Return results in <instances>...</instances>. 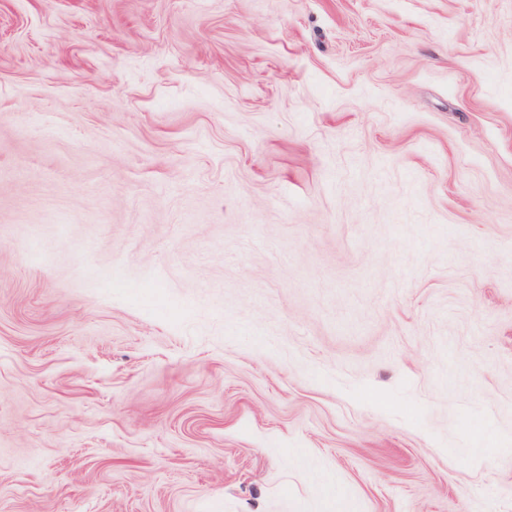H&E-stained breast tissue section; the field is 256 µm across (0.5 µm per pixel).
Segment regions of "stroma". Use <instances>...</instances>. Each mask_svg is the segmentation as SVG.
I'll return each instance as SVG.
<instances>
[{"instance_id":"1","label":"stroma","mask_w":512,"mask_h":512,"mask_svg":"<svg viewBox=\"0 0 512 512\" xmlns=\"http://www.w3.org/2000/svg\"><path fill=\"white\" fill-rule=\"evenodd\" d=\"M0 512H512V0H0Z\"/></svg>"}]
</instances>
